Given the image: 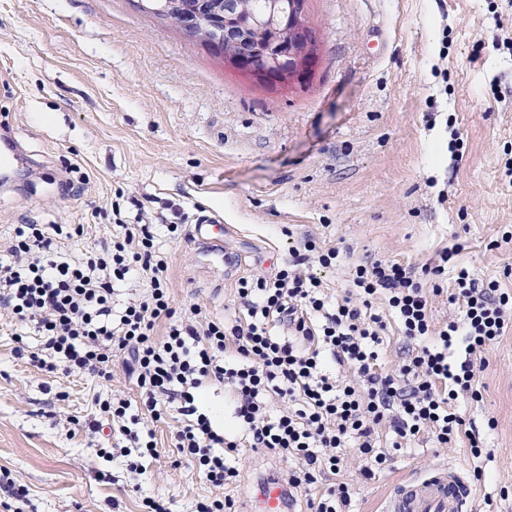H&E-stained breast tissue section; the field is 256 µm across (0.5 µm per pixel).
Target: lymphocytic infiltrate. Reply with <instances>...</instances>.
<instances>
[{
    "label": "lymphocytic infiltrate",
    "mask_w": 512,
    "mask_h": 512,
    "mask_svg": "<svg viewBox=\"0 0 512 512\" xmlns=\"http://www.w3.org/2000/svg\"><path fill=\"white\" fill-rule=\"evenodd\" d=\"M10 251L13 262L0 265V307L41 336L30 355L38 368L61 366L106 379L113 353H127L138 398L116 397L100 410L123 442L129 472L141 473L140 458L155 452L151 436L138 427L139 415L130 411L136 401L156 419L175 407L183 418L174 435L178 457L219 488L237 482L235 459L245 447L298 459L299 468L288 475L294 488L315 484L322 469L338 472L350 448L363 459L365 478H372L389 460L378 433L384 424L396 448L427 433L440 448L464 438L474 457L484 451L456 402L475 393L478 354L512 329V294L498 280L480 283L460 269L450 299L461 302L462 314L435 326L429 295L440 292L439 277L455 250L417 272L395 261L358 265L353 285L359 302L331 303L318 278L295 268L312 251L320 265L331 266L338 252L317 251L308 241L291 251L275 276L240 281L243 310L232 324L177 315L167 258L147 224L122 225L100 251L78 260L61 253L42 225L20 224ZM138 279L147 280L145 291L116 306V286ZM390 317L414 346L384 375L377 367ZM160 321L166 327L158 337ZM333 362L351 369L362 387L333 377ZM206 382L232 393L240 436L216 430L197 407L195 392ZM273 395L287 407L273 411Z\"/></svg>",
    "instance_id": "obj_1"
}]
</instances>
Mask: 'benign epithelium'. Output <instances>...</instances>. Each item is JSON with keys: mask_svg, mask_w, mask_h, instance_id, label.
Returning <instances> with one entry per match:
<instances>
[{"mask_svg": "<svg viewBox=\"0 0 512 512\" xmlns=\"http://www.w3.org/2000/svg\"><path fill=\"white\" fill-rule=\"evenodd\" d=\"M171 0H138L139 8L174 26L188 40L215 48L224 61L242 73L270 85L305 82L315 61L316 31L303 20L306 3L292 0L289 10L280 0H268L263 17L249 0H198L194 5Z\"/></svg>", "mask_w": 512, "mask_h": 512, "instance_id": "obj_1", "label": "benign epithelium"}]
</instances>
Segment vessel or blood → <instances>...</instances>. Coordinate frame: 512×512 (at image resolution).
Returning a JSON list of instances; mask_svg holds the SVG:
<instances>
[{"mask_svg": "<svg viewBox=\"0 0 512 512\" xmlns=\"http://www.w3.org/2000/svg\"><path fill=\"white\" fill-rule=\"evenodd\" d=\"M195 231L214 261L224 259V220L217 213L198 219ZM472 484L467 474L448 465L399 482L388 491L382 512H467ZM261 512H286L287 501L279 483L265 481L259 493Z\"/></svg>", "mask_w": 512, "mask_h": 512, "instance_id": "obj_1", "label": "vessel or blood"}]
</instances>
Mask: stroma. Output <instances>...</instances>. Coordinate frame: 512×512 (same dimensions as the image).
Here are the masks:
<instances>
[{
  "label": "stroma",
  "instance_id": "obj_1",
  "mask_svg": "<svg viewBox=\"0 0 512 512\" xmlns=\"http://www.w3.org/2000/svg\"><path fill=\"white\" fill-rule=\"evenodd\" d=\"M307 2L317 64L306 86L275 89L135 0H0V134L30 173L0 188V263L16 225L76 228L59 246L80 257L120 220L153 225L177 312L212 320H233L239 280L274 274L305 238L339 252L300 268L331 300L357 264L419 268L456 245L472 278L512 292V246H491L512 229V0ZM206 208L224 216L227 264H210L194 235ZM40 341L0 310V483L26 491L0 494V512H143L146 497L194 512L226 495L254 512L267 472L282 481L298 465L245 448L239 483L212 487L178 458L172 410L145 418L156 453L131 475L110 430L89 427L102 401L136 396L125 355L108 381L47 372L28 358ZM483 356L481 397L460 410L489 456L423 435L367 480L351 455L314 489H289L294 512L340 482L353 512H380L394 483L448 463L471 479L468 512H512V331ZM198 404L236 431L222 386L203 385Z\"/></svg>",
  "mask_w": 512,
  "mask_h": 512
}]
</instances>
